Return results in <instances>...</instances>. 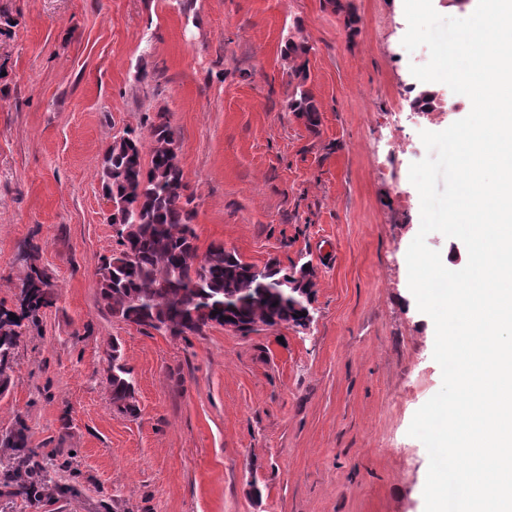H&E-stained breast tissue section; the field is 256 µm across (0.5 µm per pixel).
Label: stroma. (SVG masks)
Returning <instances> with one entry per match:
<instances>
[{"label": "stroma", "mask_w": 512, "mask_h": 512, "mask_svg": "<svg viewBox=\"0 0 512 512\" xmlns=\"http://www.w3.org/2000/svg\"><path fill=\"white\" fill-rule=\"evenodd\" d=\"M359 32L324 0H0V309L18 308L37 264L57 298L26 327L0 433L16 420L74 493L0 512H425L428 453L409 436L442 385L435 335L404 302L420 228L409 180L421 131L466 117L407 52L403 0H349ZM307 39L320 108L310 131L288 109L289 36ZM166 111L197 195L199 251L247 262L311 260L308 331L215 325L170 336L97 303L116 246L97 177L113 136L150 144ZM133 369L135 417L112 404L107 355Z\"/></svg>", "instance_id": "1"}]
</instances>
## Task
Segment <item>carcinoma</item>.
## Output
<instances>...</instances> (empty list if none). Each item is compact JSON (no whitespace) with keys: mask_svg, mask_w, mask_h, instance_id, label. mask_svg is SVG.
Returning <instances> with one entry per match:
<instances>
[{"mask_svg":"<svg viewBox=\"0 0 512 512\" xmlns=\"http://www.w3.org/2000/svg\"><path fill=\"white\" fill-rule=\"evenodd\" d=\"M344 14L350 35L358 31V19L342 0H326ZM312 46L306 39L288 38L284 53L295 62L294 81L288 101L290 111L305 120L311 130L320 125L319 108L306 87L308 75L303 61ZM150 159L143 156L141 138L126 130L112 138L101 160L98 176L103 193L112 201V224L117 227L118 248L101 259L97 269L99 296L113 317L127 324L171 336H201L214 324L228 318L237 322L246 336L259 325L276 318L279 324H302L299 316L304 297L289 294L283 284L301 276L305 286H314V269L305 261L283 268L268 262L262 270L213 243L198 254L192 225L195 197L189 193L178 162V135L159 111L150 130ZM37 246L28 243L22 253L31 261L20 293L17 319L0 314V394L8 390L9 371L23 342L24 321L35 322L40 312L54 304L46 289H54L50 276L33 261ZM112 404L135 415L133 372L125 363L120 345L112 344L108 356ZM28 447L27 426L18 421L0 435V448ZM31 449L0 470V486L15 496L39 501L64 491L53 469L35 461Z\"/></svg>","mask_w":512,"mask_h":512,"instance_id":"1","label":"carcinoma"}]
</instances>
